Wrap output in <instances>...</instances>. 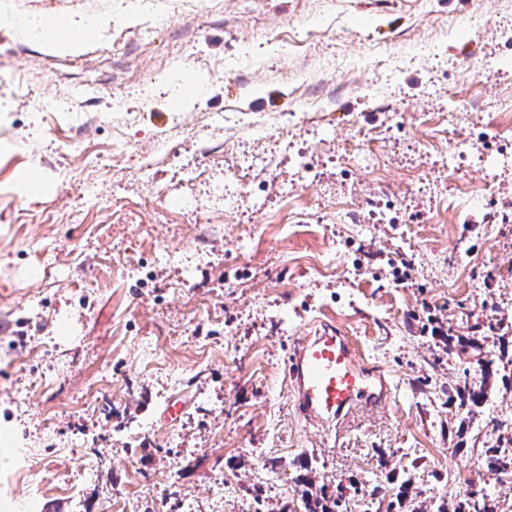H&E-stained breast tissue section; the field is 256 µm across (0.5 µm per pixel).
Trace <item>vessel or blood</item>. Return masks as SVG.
Masks as SVG:
<instances>
[{
  "label": "vessel or blood",
  "instance_id": "obj_1",
  "mask_svg": "<svg viewBox=\"0 0 512 512\" xmlns=\"http://www.w3.org/2000/svg\"><path fill=\"white\" fill-rule=\"evenodd\" d=\"M288 378L299 414L332 425L353 409H376L390 400L387 376L359 356L349 337L324 326L294 348Z\"/></svg>",
  "mask_w": 512,
  "mask_h": 512
}]
</instances>
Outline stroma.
Listing matches in <instances>:
<instances>
[{
  "mask_svg": "<svg viewBox=\"0 0 512 512\" xmlns=\"http://www.w3.org/2000/svg\"><path fill=\"white\" fill-rule=\"evenodd\" d=\"M1 13L111 22L77 54L0 26V512H212L220 471L222 512H283L305 462L351 503L407 480L424 512L472 490L512 512L478 460L512 392L472 418L448 397L512 324V111L489 106L512 0ZM325 324L392 395L322 428L287 363Z\"/></svg>",
  "mask_w": 512,
  "mask_h": 512,
  "instance_id": "stroma-1",
  "label": "stroma"
}]
</instances>
